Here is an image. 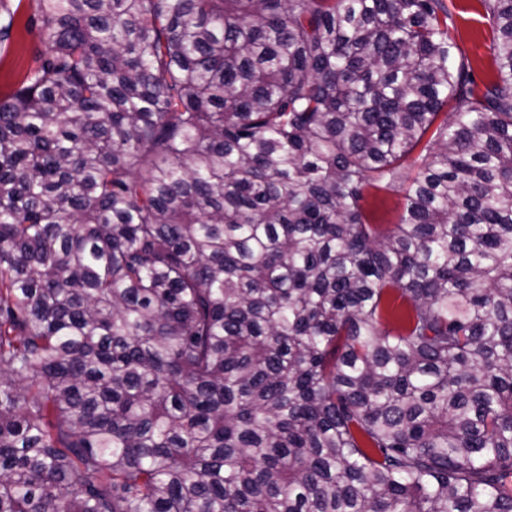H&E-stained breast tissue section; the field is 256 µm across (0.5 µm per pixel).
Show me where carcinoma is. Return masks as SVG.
<instances>
[{
    "instance_id": "cac0c4a2",
    "label": "carcinoma",
    "mask_w": 512,
    "mask_h": 512,
    "mask_svg": "<svg viewBox=\"0 0 512 512\" xmlns=\"http://www.w3.org/2000/svg\"><path fill=\"white\" fill-rule=\"evenodd\" d=\"M30 2L0 512H512V0ZM453 24L464 61L479 85L496 78V67L487 46L491 24L481 0H453ZM364 206L372 219V224H381L385 229L399 221L403 207L402 194L370 190Z\"/></svg>"
}]
</instances>
